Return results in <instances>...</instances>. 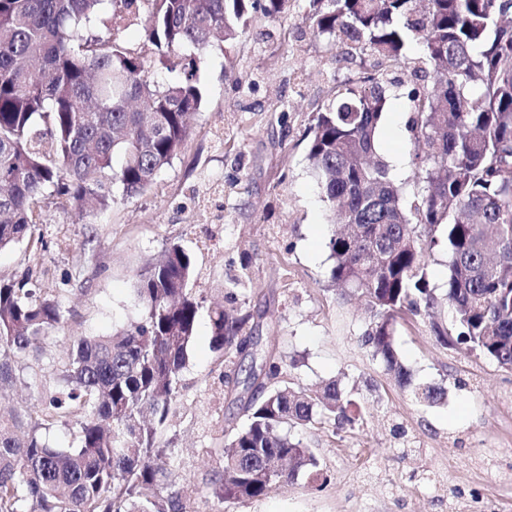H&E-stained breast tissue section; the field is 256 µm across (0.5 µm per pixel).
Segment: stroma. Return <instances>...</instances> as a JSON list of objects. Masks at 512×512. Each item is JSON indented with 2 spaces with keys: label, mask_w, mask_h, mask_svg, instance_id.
Returning <instances> with one entry per match:
<instances>
[{
  "label": "stroma",
  "mask_w": 512,
  "mask_h": 512,
  "mask_svg": "<svg viewBox=\"0 0 512 512\" xmlns=\"http://www.w3.org/2000/svg\"><path fill=\"white\" fill-rule=\"evenodd\" d=\"M305 16L306 0L277 16L260 9L235 44L209 48L192 132L149 190L128 197L112 185L110 206L89 217L45 201L43 245L0 250V280L27 279L64 310L39 372L18 364L12 404L36 405L80 337L138 321L136 273L178 244L193 257L202 309L159 443L189 512H512V371L440 345L427 319L400 322L396 344L414 382L446 391L440 404L421 405L361 346L369 315L331 283L334 215L309 168L307 131L337 87L375 72L377 60L314 36ZM410 111L406 92L394 93L377 139L408 200L419 189ZM244 268L250 282L239 299L264 350L295 362L290 376L301 385L340 380L364 421L336 433L296 429L328 476L322 490L301 478L229 505L205 490L228 434L248 423L249 393L239 363L211 348L209 311Z\"/></svg>",
  "instance_id": "obj_1"
}]
</instances>
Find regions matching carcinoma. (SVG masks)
Masks as SVG:
<instances>
[{"mask_svg": "<svg viewBox=\"0 0 512 512\" xmlns=\"http://www.w3.org/2000/svg\"><path fill=\"white\" fill-rule=\"evenodd\" d=\"M145 41L125 47L91 25L136 0H0V250L41 244L38 210L52 198L91 214L110 206L108 184L150 188L177 157L202 102L200 56L236 40L257 0H144ZM315 35L371 55L412 81L408 131L419 145L422 193L406 206L377 157L387 92L404 81L375 72L346 84L309 126L307 159L340 229L328 239L331 278L364 298L372 320L361 344L413 399L433 406L445 390L416 384L395 344L397 322L423 316L437 341L465 346L512 370V0H307ZM419 44L406 53L409 40ZM180 70L158 83L150 69ZM448 245L445 286L431 288L424 256ZM195 266L180 245L137 274L141 319L109 336L82 338L61 383L37 409L0 418V512H187L161 486L157 437L171 411L195 337ZM209 313L213 351L267 367L245 403L248 424L227 444L211 480L218 501L264 496L276 482L328 478L297 426L362 423L359 404L329 380L317 390L286 379L282 360L255 340L243 305ZM453 309L456 333L440 316ZM59 300L0 284V400L15 363L40 350L63 322ZM78 415L79 446L46 439Z\"/></svg>", "mask_w": 512, "mask_h": 512, "instance_id": "carcinoma-1", "label": "carcinoma"}]
</instances>
